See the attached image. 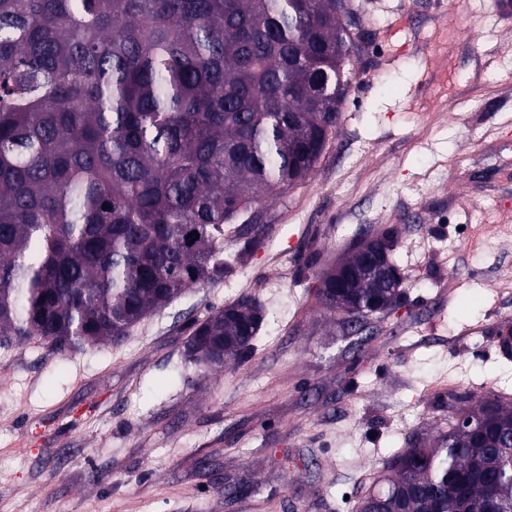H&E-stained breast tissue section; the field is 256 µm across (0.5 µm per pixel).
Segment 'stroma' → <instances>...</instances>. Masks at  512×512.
I'll use <instances>...</instances> for the list:
<instances>
[{
  "instance_id": "35a3bbf8",
  "label": "stroma",
  "mask_w": 512,
  "mask_h": 512,
  "mask_svg": "<svg viewBox=\"0 0 512 512\" xmlns=\"http://www.w3.org/2000/svg\"><path fill=\"white\" fill-rule=\"evenodd\" d=\"M351 8L337 133L231 274L117 346L0 343V512H355L398 449L447 433L449 395L512 403V0ZM386 230L403 296L354 337L317 274ZM244 294L250 359L187 366V323Z\"/></svg>"
}]
</instances>
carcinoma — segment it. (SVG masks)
<instances>
[{
	"instance_id": "carcinoma-1",
	"label": "carcinoma",
	"mask_w": 512,
	"mask_h": 512,
	"mask_svg": "<svg viewBox=\"0 0 512 512\" xmlns=\"http://www.w3.org/2000/svg\"><path fill=\"white\" fill-rule=\"evenodd\" d=\"M336 0H0V339L69 356L121 344L224 278L226 226L304 180L336 134L361 32ZM109 209H103V205ZM197 235L190 241L188 235ZM330 312L384 314L401 280L318 275ZM263 322L243 295L187 325L189 364L235 366ZM453 397L448 433L400 449L357 512H512V408Z\"/></svg>"
}]
</instances>
